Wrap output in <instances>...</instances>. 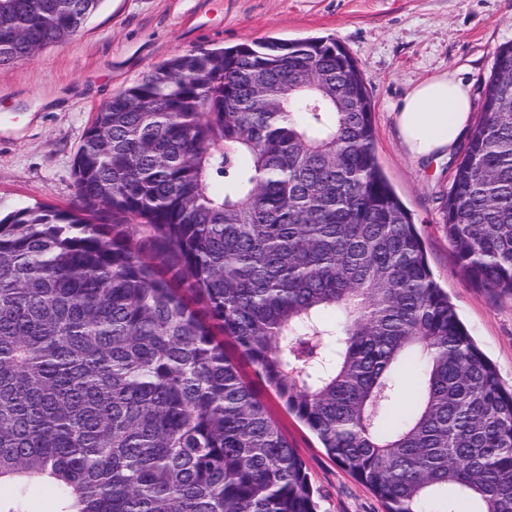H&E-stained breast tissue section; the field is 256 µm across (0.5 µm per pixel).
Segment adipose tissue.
<instances>
[{
    "label": "adipose tissue",
    "mask_w": 512,
    "mask_h": 512,
    "mask_svg": "<svg viewBox=\"0 0 512 512\" xmlns=\"http://www.w3.org/2000/svg\"><path fill=\"white\" fill-rule=\"evenodd\" d=\"M472 110L471 84L456 71L417 84L393 112L404 151L417 162L451 156L470 129Z\"/></svg>",
    "instance_id": "ef3b65f1"
}]
</instances>
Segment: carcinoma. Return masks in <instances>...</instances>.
<instances>
[{"instance_id": "1", "label": "carcinoma", "mask_w": 512, "mask_h": 512, "mask_svg": "<svg viewBox=\"0 0 512 512\" xmlns=\"http://www.w3.org/2000/svg\"><path fill=\"white\" fill-rule=\"evenodd\" d=\"M102 0H0V65ZM67 209L0 216V512H318L232 343L386 512H512V388L434 280L332 38L178 53L100 105ZM512 294V41L444 204ZM414 405L394 417L400 375Z\"/></svg>"}]
</instances>
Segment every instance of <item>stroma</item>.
<instances>
[{
    "label": "stroma",
    "mask_w": 512,
    "mask_h": 512,
    "mask_svg": "<svg viewBox=\"0 0 512 512\" xmlns=\"http://www.w3.org/2000/svg\"><path fill=\"white\" fill-rule=\"evenodd\" d=\"M311 37L336 39L357 61L374 107L376 153L434 278L512 385V295L463 273L442 220L453 166L413 163L391 116L394 103L440 71H460L481 92L497 48L512 41V0H102L78 36L0 66V212L71 205L74 158L96 108L175 54ZM264 398L306 464L319 512H384L273 393Z\"/></svg>",
    "instance_id": "1"
}]
</instances>
